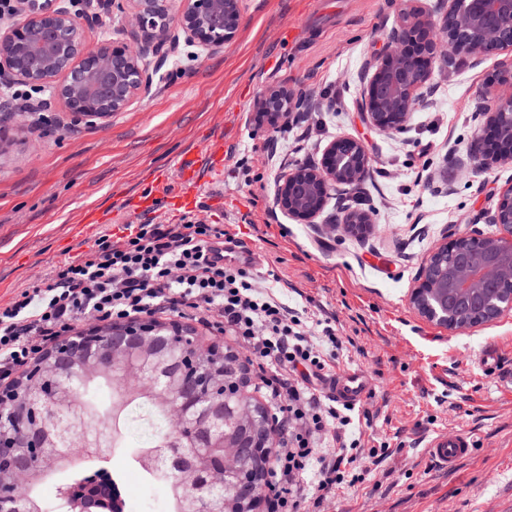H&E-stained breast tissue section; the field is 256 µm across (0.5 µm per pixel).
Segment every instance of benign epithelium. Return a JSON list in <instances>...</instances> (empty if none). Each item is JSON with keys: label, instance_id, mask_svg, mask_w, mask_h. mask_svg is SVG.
Instances as JSON below:
<instances>
[{"label": "benign epithelium", "instance_id": "obj_1", "mask_svg": "<svg viewBox=\"0 0 512 512\" xmlns=\"http://www.w3.org/2000/svg\"><path fill=\"white\" fill-rule=\"evenodd\" d=\"M112 1L122 13L120 40L88 44L85 28L102 22L100 10ZM16 17L0 25V80L48 88L62 111L91 123L104 122L151 93L149 56L182 43L216 53L236 39L240 28L239 0H88L82 15L61 0H16ZM493 50H512V0H448L440 17L404 9L382 50L366 61L360 111L380 131H403L434 69ZM255 107L272 127L298 111V103L281 90L261 92ZM481 110L483 129L460 161L473 172L512 163L511 67L501 71ZM370 165L359 141L338 138L319 161L283 171L274 202L292 219L314 224L329 190L359 184ZM490 221L499 234L464 231L427 259L411 303L429 321L461 331L512 310V251L499 248L501 239L512 242V187L501 193ZM369 224V216L355 210L347 213L344 227L363 232ZM180 332L178 325L162 327L149 316L90 325L25 373L27 403L20 406L0 393V473L8 479L0 489V512H30L23 488L35 471L101 452L98 439L109 432L110 418L77 407L89 369L172 389L170 426L176 437L155 450L154 462L175 463L181 512H220V492L257 509L262 488L246 463L270 457L272 432L256 426V410L230 406L244 377L235 365L214 363L210 343L200 341L201 354L194 356L205 372L171 382L172 334ZM218 436L224 465L215 468L205 457Z\"/></svg>", "mask_w": 512, "mask_h": 512}]
</instances>
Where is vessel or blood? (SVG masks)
I'll return each mask as SVG.
<instances>
[{"label":"vessel or blood","mask_w":512,"mask_h":512,"mask_svg":"<svg viewBox=\"0 0 512 512\" xmlns=\"http://www.w3.org/2000/svg\"><path fill=\"white\" fill-rule=\"evenodd\" d=\"M205 162L191 156L183 157L177 167L178 187L167 192V177L154 180L149 191L139 195L135 208L145 212L154 210L158 202H165L170 210H198L202 189L209 179L224 172V140L214 137L207 145ZM225 260L252 267L257 263L258 255L246 243H228L224 246ZM480 364L490 373L498 387L512 391V369L506 368L499 347L487 346L480 355ZM325 395L344 405L354 406L362 403L370 394L371 386L367 377L356 370H336L320 383ZM474 444L468 433L462 430L437 432L427 444V452L432 462L442 468H452L462 457L471 455Z\"/></svg>","instance_id":"obj_1"}]
</instances>
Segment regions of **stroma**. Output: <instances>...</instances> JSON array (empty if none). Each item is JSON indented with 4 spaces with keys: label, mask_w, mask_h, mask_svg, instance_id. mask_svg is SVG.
I'll return each instance as SVG.
<instances>
[{
    "label": "stroma",
    "mask_w": 512,
    "mask_h": 512,
    "mask_svg": "<svg viewBox=\"0 0 512 512\" xmlns=\"http://www.w3.org/2000/svg\"><path fill=\"white\" fill-rule=\"evenodd\" d=\"M409 1L444 9L442 0H240L233 42L209 55L181 46L151 93L106 123L74 120L57 105L0 115V303L87 250L88 241L71 240L86 213L112 214L94 226L96 236L139 223L126 201L223 135L232 156L223 181L206 186L197 218L252 245L256 274L274 280L289 307L335 316L344 340L335 368L362 370L372 383L358 406L369 420L359 428L377 455L363 459L358 481L337 489L329 512H512V394L479 362L494 343L512 355V311L451 333L410 304L444 238L498 232L488 217L512 186V164L475 174L459 161L483 123L477 103L512 53L435 71L407 131H378L358 110L361 70ZM268 89L315 105L270 127L255 108ZM341 136L365 146L369 172L332 191L319 223L289 219L274 204L280 168L316 161ZM357 205L371 218L368 233L332 229ZM458 429L473 436L474 453L449 470L434 465L429 438ZM148 440L131 423L111 465L125 475L129 512H170L167 489L130 462L131 449Z\"/></svg>",
    "instance_id": "1"
}]
</instances>
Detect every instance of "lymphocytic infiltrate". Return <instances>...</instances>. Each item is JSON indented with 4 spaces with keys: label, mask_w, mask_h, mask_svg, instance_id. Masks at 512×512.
<instances>
[{
    "label": "lymphocytic infiltrate",
    "mask_w": 512,
    "mask_h": 512,
    "mask_svg": "<svg viewBox=\"0 0 512 512\" xmlns=\"http://www.w3.org/2000/svg\"><path fill=\"white\" fill-rule=\"evenodd\" d=\"M227 235L220 224L150 219L102 233L81 257L0 304V382L14 383L80 319L192 318L251 356L253 388L266 399L279 436L263 490L268 512H303L309 502L322 510L362 460L350 416L313 385L343 342L331 320L289 308L251 268L210 260Z\"/></svg>",
    "instance_id": "obj_1"
}]
</instances>
